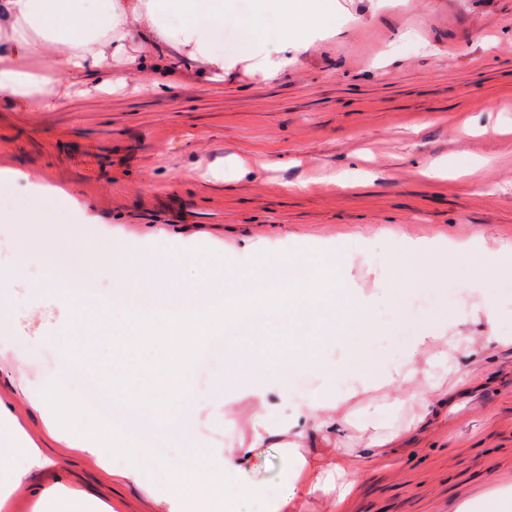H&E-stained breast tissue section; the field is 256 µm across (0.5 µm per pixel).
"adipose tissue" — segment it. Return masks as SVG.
Masks as SVG:
<instances>
[{
	"mask_svg": "<svg viewBox=\"0 0 512 512\" xmlns=\"http://www.w3.org/2000/svg\"><path fill=\"white\" fill-rule=\"evenodd\" d=\"M337 23L335 0H0V99L19 105L48 107L44 90L47 77L38 62L52 64L64 73L100 75V89L111 92L112 61L125 58L128 80L139 78L135 58L126 54L128 41L148 31L159 40L190 48L191 58L201 61L212 80H223L237 64L250 62L264 78L277 77L295 64L325 31ZM0 224L19 225L26 237L40 242L25 263L42 268V276L28 286L35 294L51 298L79 320L96 316L71 288L50 273L49 258L67 240L80 234L64 198L40 194L13 196L11 180L0 175ZM370 240L349 247L333 240H317L302 247L287 241L256 243L244 250L243 269L228 273L223 262L210 264L200 284L187 293L166 286L137 285L121 274L116 264L104 267L112 278L107 307L124 321L165 318L173 325L199 329L205 350L219 349L224 370L211 382V399L218 411L209 427L224 426L221 412L231 394L256 399L261 411L250 427L245 456L270 447L283 434L303 436L320 432L333 422L340 400L357 389H378L401 383L407 401L426 406L439 386L436 369L449 361L459 337L449 335L446 313L419 321L414 334L395 361L383 364L374 375L358 376L340 364L325 362L320 343L336 334L358 328L360 335L376 329L374 301L346 278L352 250L366 251ZM401 251L418 266L433 285L453 283L469 288L474 278L490 283L501 272H512V246L488 249L474 240L403 238ZM483 256L482 268H473L472 254ZM282 325L289 336L278 357V372L270 374L262 364L248 360L239 349L240 339L259 328ZM426 370H419V362ZM303 372L321 379L319 389L301 394L290 417L278 416L287 402L291 379ZM195 380L190 372L179 378L177 405L161 417V432L153 443L186 449L187 461L170 473L169 512H239V502L256 498L260 488L241 462L225 457L223 449L210 447L193 414ZM68 387L65 377L44 382L38 392L27 394V404L44 420L52 436L61 427L52 407ZM118 412L105 419L101 439L74 436L71 447L94 464L123 480L140 483L144 471H167L166 460L144 446L129 447L122 428V409L134 407L127 394L113 393ZM123 448L126 461L115 466L112 449ZM0 510L11 494L31 475L47 477L37 486L39 503L62 504L73 500L68 476L54 458L28 437L11 411L0 406Z\"/></svg>",
	"mask_w": 512,
	"mask_h": 512,
	"instance_id": "1",
	"label": "adipose tissue"
}]
</instances>
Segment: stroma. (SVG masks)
Here are the masks:
<instances>
[{
  "label": "stroma",
  "instance_id": "stroma-1",
  "mask_svg": "<svg viewBox=\"0 0 512 512\" xmlns=\"http://www.w3.org/2000/svg\"><path fill=\"white\" fill-rule=\"evenodd\" d=\"M346 17L301 53L287 73L265 79L239 64L223 81L177 78L189 50L151 35L127 46L146 80L103 93L93 78L78 90L52 80L51 108L0 100V174L17 193L46 189L67 195L74 218L90 229L139 240L156 256L193 244L198 261L179 269L175 287H193L201 263H238L244 245L259 239L305 245L319 239L374 240L366 255L353 254L347 271L374 296L380 331L348 336L322 349L327 359L371 374L396 357L419 319L446 308L462 337L456 369L442 384L445 404L429 410L402 404L400 386L358 392L335 411L341 432L291 448V436L252 458L249 473L261 488L287 483L293 455L312 457L338 448L350 463L352 492L343 501L295 483L288 512H456L464 501L512 489V349L485 340L487 324L472 315L479 292L428 288L398 255L399 238H478L512 244V0H336ZM250 161L230 180L205 171L231 160ZM443 160L446 177L427 179L425 162ZM470 161L468 174L459 161ZM347 168L375 173L372 182L341 188L328 177ZM10 227L0 224V276L9 283L0 311L9 316L8 362L0 365V404L11 409L29 437L52 449L70 487L95 495L113 512H168L144 489L167 491L154 473L141 484L113 480L66 442L51 438L22 398L60 374L61 355L51 336L74 329L77 318L26 285L31 268L16 257ZM399 258L398 292L387 291L384 256ZM87 367L69 371L112 382L124 366L140 388L128 429L152 425L171 369H183L188 349L170 343L169 328L145 321L130 331L128 347L104 316L91 339ZM224 365L213 358L196 366L194 410L211 447L236 456L247 447L259 411L249 396L224 408V427L209 430V391ZM476 370L469 392H452L458 374ZM400 402L397 411L386 405ZM383 405V432L396 438L385 454L366 446L362 411Z\"/></svg>",
  "mask_w": 512,
  "mask_h": 512
}]
</instances>
